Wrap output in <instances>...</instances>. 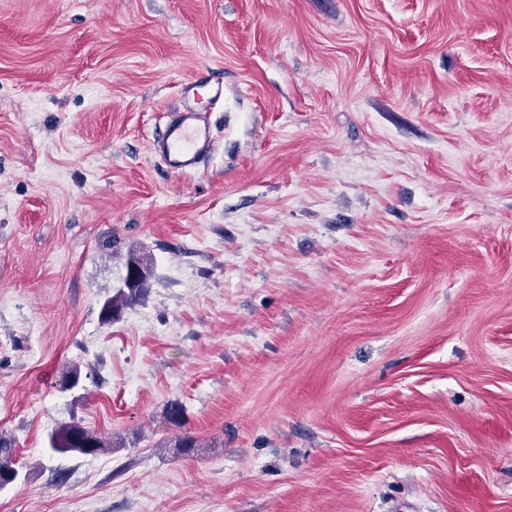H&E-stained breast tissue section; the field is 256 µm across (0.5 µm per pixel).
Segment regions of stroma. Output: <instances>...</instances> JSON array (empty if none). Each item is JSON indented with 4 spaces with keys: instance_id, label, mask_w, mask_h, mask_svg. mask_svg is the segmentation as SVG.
I'll return each instance as SVG.
<instances>
[{
    "instance_id": "obj_1",
    "label": "stroma",
    "mask_w": 512,
    "mask_h": 512,
    "mask_svg": "<svg viewBox=\"0 0 512 512\" xmlns=\"http://www.w3.org/2000/svg\"><path fill=\"white\" fill-rule=\"evenodd\" d=\"M0 431V512H512V0H0ZM213 142L208 121L200 112L187 106L169 117L164 135L151 142V150L162 155L171 172L179 174L194 170L201 155L210 152ZM125 268L123 286L106 299L101 307L100 317L103 324H112L125 307L139 301L148 290V267L137 250L127 251ZM49 445L57 453L80 455L106 454L112 452V448H119L111 438L74 419L58 423L49 435ZM19 468L14 439L0 434V488L20 478Z\"/></svg>"
}]
</instances>
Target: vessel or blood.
<instances>
[{
	"mask_svg": "<svg viewBox=\"0 0 512 512\" xmlns=\"http://www.w3.org/2000/svg\"><path fill=\"white\" fill-rule=\"evenodd\" d=\"M213 142L210 124L189 106L170 116L162 138L152 141L151 150L162 155L171 172L179 174L194 170Z\"/></svg>",
	"mask_w": 512,
	"mask_h": 512,
	"instance_id": "obj_1",
	"label": "vessel or blood"
}]
</instances>
